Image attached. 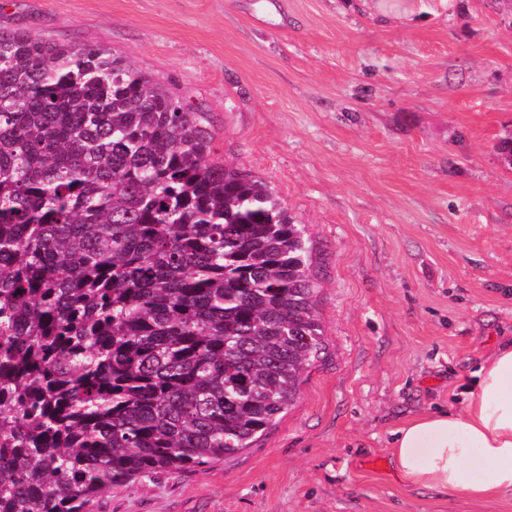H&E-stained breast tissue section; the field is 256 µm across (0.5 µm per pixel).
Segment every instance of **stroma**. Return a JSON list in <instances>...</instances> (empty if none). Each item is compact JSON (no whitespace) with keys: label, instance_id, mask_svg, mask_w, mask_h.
<instances>
[{"label":"stroma","instance_id":"obj_1","mask_svg":"<svg viewBox=\"0 0 512 512\" xmlns=\"http://www.w3.org/2000/svg\"><path fill=\"white\" fill-rule=\"evenodd\" d=\"M0 28L107 46L208 113L216 159L313 247L325 352L288 413L93 512H512L408 486L392 454L512 339V0H0Z\"/></svg>","mask_w":512,"mask_h":512}]
</instances>
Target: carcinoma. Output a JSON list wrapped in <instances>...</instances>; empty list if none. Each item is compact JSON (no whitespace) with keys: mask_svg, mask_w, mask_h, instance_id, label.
Here are the masks:
<instances>
[{"mask_svg":"<svg viewBox=\"0 0 512 512\" xmlns=\"http://www.w3.org/2000/svg\"><path fill=\"white\" fill-rule=\"evenodd\" d=\"M101 45L0 29V512L248 448L324 351L313 248Z\"/></svg>","mask_w":512,"mask_h":512,"instance_id":"carcinoma-1","label":"carcinoma"}]
</instances>
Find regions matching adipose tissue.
Returning <instances> with one entry per match:
<instances>
[{
  "label": "adipose tissue",
  "instance_id": "1",
  "mask_svg": "<svg viewBox=\"0 0 512 512\" xmlns=\"http://www.w3.org/2000/svg\"><path fill=\"white\" fill-rule=\"evenodd\" d=\"M475 376L462 409L424 413L395 431L405 484L474 503L512 495V343L498 346Z\"/></svg>",
  "mask_w": 512,
  "mask_h": 512
}]
</instances>
